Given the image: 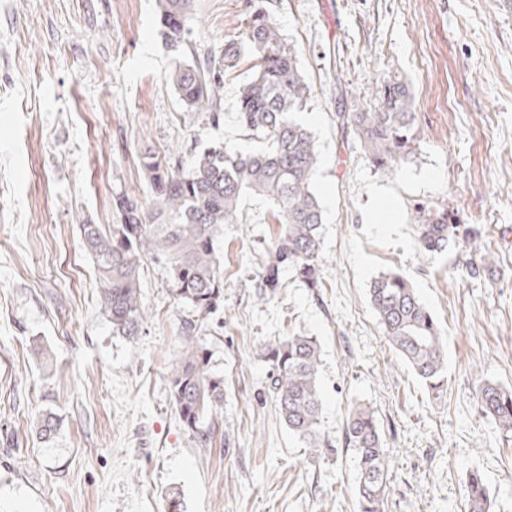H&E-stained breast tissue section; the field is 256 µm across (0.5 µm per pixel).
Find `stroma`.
<instances>
[{
  "mask_svg": "<svg viewBox=\"0 0 512 512\" xmlns=\"http://www.w3.org/2000/svg\"><path fill=\"white\" fill-rule=\"evenodd\" d=\"M258 5L298 45L311 87L300 118L320 157L323 286L290 278L260 298L278 227L255 200L225 225L224 303L200 334L224 402L204 419L202 448L167 389L187 309L163 265L143 263L151 316L139 335H113L80 227L115 223L120 194L148 200L144 149H249L234 116L251 61L225 78L213 125L184 111L167 79L175 54L156 0H0V512H161L173 489L185 512H358L342 442L353 401L375 408L390 457L385 512H461L473 470L495 512H512V438L477 411L481 383L512 388V15L500 0H194L195 58L220 54ZM388 78L408 84L419 128L391 178L336 122ZM422 203L474 227L493 266L463 247L423 252ZM388 271L411 281L440 326L442 395L377 323L367 289ZM293 333L322 347L329 445L317 454L280 420L256 355ZM49 413L59 432L47 446L36 424Z\"/></svg>",
  "mask_w": 512,
  "mask_h": 512,
  "instance_id": "35a3bbf8",
  "label": "stroma"
}]
</instances>
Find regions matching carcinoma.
<instances>
[{
  "instance_id": "carcinoma-1",
  "label": "carcinoma",
  "mask_w": 512,
  "mask_h": 512,
  "mask_svg": "<svg viewBox=\"0 0 512 512\" xmlns=\"http://www.w3.org/2000/svg\"><path fill=\"white\" fill-rule=\"evenodd\" d=\"M159 23L178 57L169 75L187 112H203L217 124L224 105V76L249 54L252 74L238 92L237 124L255 148L235 152L219 142L188 159L146 150L141 165L152 208L137 197L114 200L117 223L80 225L83 243L98 274L100 310L112 333L133 339L147 314L141 298V266L148 256L164 265L168 288L192 313L181 322L182 352L167 377L179 420L200 447L210 441L205 416L224 402V378L209 367L198 338L202 319L224 298V258L216 247L222 226L239 223L242 203L265 201L280 230L265 246L262 296H273L291 273L308 288L323 285L324 212L315 192L319 152L311 130L296 114L306 110L311 88L299 66V48L286 41L261 8L247 19L242 36L224 44L220 56L189 58L185 38L193 0H158ZM353 131L374 169L396 174L418 141L416 113L408 87L387 79L372 101L337 113ZM419 247L430 255L451 245L479 254L483 266L496 254L477 231L458 224L445 208H417ZM368 297L381 330L417 378L434 394L447 381V358L440 327L409 279L396 271L372 279ZM198 318H193V315ZM270 365V391L281 420L305 447L328 446L322 436L319 371L321 345L303 334L278 337L260 347ZM478 410L504 436L512 434V390L496 383L480 386ZM345 448L355 459V494L360 512H384L389 456L374 411L354 403L344 425ZM467 512H492L479 472L469 474Z\"/></svg>"
}]
</instances>
